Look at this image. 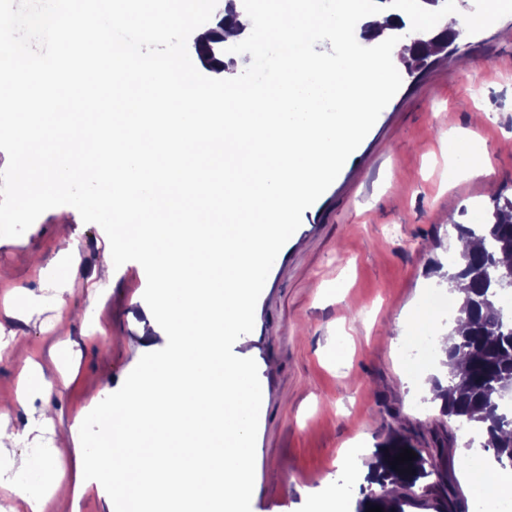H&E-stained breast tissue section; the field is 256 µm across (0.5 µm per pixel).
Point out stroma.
Instances as JSON below:
<instances>
[{
    "instance_id": "obj_1",
    "label": "stroma",
    "mask_w": 512,
    "mask_h": 512,
    "mask_svg": "<svg viewBox=\"0 0 512 512\" xmlns=\"http://www.w3.org/2000/svg\"><path fill=\"white\" fill-rule=\"evenodd\" d=\"M457 15L465 37L425 69H400L399 90L321 196L319 217L303 218L272 266L254 329L236 346L269 390L251 512H355L373 453L393 432L427 453L447 441L458 495L472 506L483 494L468 474L493 454L435 409L424 388L432 349L409 341L406 324L430 305L436 328L447 327L449 290L430 273L452 264L455 225L485 223L491 196L512 197V0H468ZM482 15L485 24H471ZM458 141L468 154L454 152ZM473 155L486 159L488 175L469 174ZM64 237L78 255L63 310L45 309L30 323L7 316L14 293L49 297ZM109 247L104 230L69 205L45 211L21 236L0 237V330L16 337L0 353V402L15 398L26 352H39L53 383L51 395L32 394L26 407L1 414L0 427L22 432L51 406L71 479L84 418L126 379L146 343L165 345L144 323L145 272L134 261L104 268ZM14 454L0 471L42 488L48 441H20ZM44 512L113 508L95 485L50 499Z\"/></svg>"
}]
</instances>
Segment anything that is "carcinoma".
I'll use <instances>...</instances> for the list:
<instances>
[{"instance_id":"cac0c4a2","label":"carcinoma","mask_w":512,"mask_h":512,"mask_svg":"<svg viewBox=\"0 0 512 512\" xmlns=\"http://www.w3.org/2000/svg\"><path fill=\"white\" fill-rule=\"evenodd\" d=\"M461 37L455 30L445 37L421 38L412 44L407 66L422 64L429 56L445 49ZM461 239H474L479 247L463 251L448 273V281L469 280L462 299L459 320L466 328L459 329L448 340V355L458 356L465 369L450 373L445 403L441 412L474 426L482 438V447L493 450L495 461L512 467V416L499 407L503 388L512 384V325L504 320L497 301L495 280L512 275V198L495 195L491 198L489 220L479 228L455 225ZM405 449L416 457L392 468L391 462ZM451 458L447 446L434 454H425L398 434H390L376 449L367 477L369 484L380 487L381 493L369 491L358 501L357 512L379 506L382 512H404V506H425L427 496L435 495L437 512H466V506L452 488L448 471Z\"/></svg>"}]
</instances>
